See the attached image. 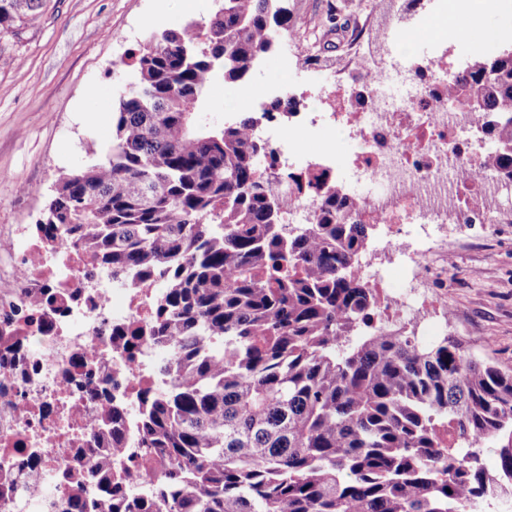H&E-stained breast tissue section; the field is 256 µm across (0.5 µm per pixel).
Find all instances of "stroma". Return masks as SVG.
<instances>
[{
	"mask_svg": "<svg viewBox=\"0 0 512 512\" xmlns=\"http://www.w3.org/2000/svg\"><path fill=\"white\" fill-rule=\"evenodd\" d=\"M377 0H287L292 31L265 56L246 88L260 94L295 66H326L325 83L343 78L358 53L351 24L362 12L382 15ZM213 0H46L36 24L0 39V270L24 246L19 228L42 216L55 181L80 170L112 143V105L125 64L151 30H179L208 20ZM460 39L473 46H512V0L476 17L453 14ZM479 225L449 230L461 243L447 277L434 287L457 317L448 333L480 361L512 369V223L481 239Z\"/></svg>",
	"mask_w": 512,
	"mask_h": 512,
	"instance_id": "stroma-1",
	"label": "stroma"
}]
</instances>
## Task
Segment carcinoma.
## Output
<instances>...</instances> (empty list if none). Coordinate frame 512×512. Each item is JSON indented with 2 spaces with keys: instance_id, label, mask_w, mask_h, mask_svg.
I'll use <instances>...</instances> for the list:
<instances>
[{
  "instance_id": "cac0c4a2",
  "label": "carcinoma",
  "mask_w": 512,
  "mask_h": 512,
  "mask_svg": "<svg viewBox=\"0 0 512 512\" xmlns=\"http://www.w3.org/2000/svg\"><path fill=\"white\" fill-rule=\"evenodd\" d=\"M45 0H0V36ZM284 0H214L203 23L148 35L112 109V147L61 177L35 230L116 285L165 284L113 347L163 358L124 408L101 387L97 454L64 512H496L512 499V371L461 341L370 332L357 204L323 177L313 222L281 223L276 158L250 136L298 101L203 123L211 78L246 80L289 28ZM448 98L481 113L512 182V49L460 68ZM361 333L354 346L350 336ZM471 442L499 444L489 473ZM154 481L131 489L130 470Z\"/></svg>"
}]
</instances>
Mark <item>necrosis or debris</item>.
Masks as SVG:
<instances>
[{
  "instance_id": "obj_1",
  "label": "necrosis or debris",
  "mask_w": 512,
  "mask_h": 512,
  "mask_svg": "<svg viewBox=\"0 0 512 512\" xmlns=\"http://www.w3.org/2000/svg\"><path fill=\"white\" fill-rule=\"evenodd\" d=\"M405 22L404 10L385 12L376 28L383 55L361 59L339 84L308 78L330 112H295L297 124L312 134L346 135L353 143L347 165L328 150L311 155L274 136L268 143L281 170L304 181L310 171L326 172L357 202L361 219L379 227L356 263L380 299L377 328L396 322L406 335L436 336L448 323V304L427 283L434 269L448 267L449 225L492 231L512 185L487 162L495 143L483 135L478 113L449 102L453 68L400 51ZM274 188L285 223L313 221L314 192L280 182ZM10 279L12 288L0 292V324L9 327L0 354L17 347L34 368L18 378L0 361V487L13 489L0 498V512H60L66 472L95 451L100 410L86 395L90 382L106 381L113 395L126 396L151 373L150 354L131 362L110 351L108 327L148 319L160 291L152 284L111 288L76 248L50 249L34 236ZM116 294L123 299L118 314Z\"/></svg>"
}]
</instances>
